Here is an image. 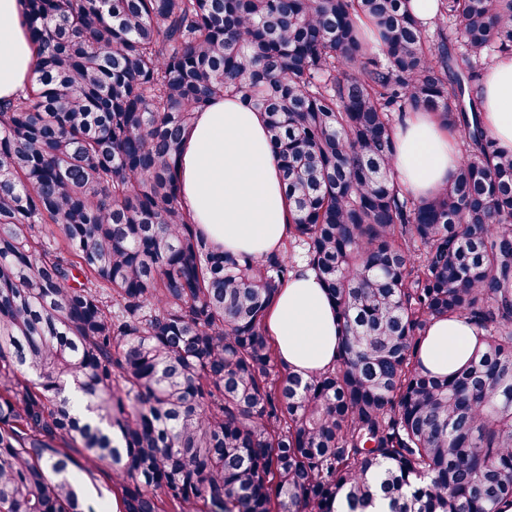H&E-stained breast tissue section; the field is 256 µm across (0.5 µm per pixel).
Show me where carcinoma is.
Listing matches in <instances>:
<instances>
[{"label":"carcinoma","instance_id":"carcinoma-1","mask_svg":"<svg viewBox=\"0 0 512 512\" xmlns=\"http://www.w3.org/2000/svg\"><path fill=\"white\" fill-rule=\"evenodd\" d=\"M30 83L0 103V512H498L512 502V151L478 87L512 0H26ZM226 93L265 112L288 245L211 241L176 181ZM460 138L448 183L402 191L397 123ZM300 252L343 322L304 379L266 316ZM480 344L426 371L431 324ZM75 467H73L74 474L85 491L88 502L94 508L98 509L100 505L105 502L112 512H119L120 505L118 499H112L109 491L110 480L102 474L101 471L92 469L88 471L84 468L83 456L74 453ZM102 494V497L100 496Z\"/></svg>","mask_w":512,"mask_h":512}]
</instances>
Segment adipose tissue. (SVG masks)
<instances>
[{"mask_svg":"<svg viewBox=\"0 0 512 512\" xmlns=\"http://www.w3.org/2000/svg\"><path fill=\"white\" fill-rule=\"evenodd\" d=\"M34 50L22 0H0V102L27 85ZM483 122L500 146L512 150V57L497 58L480 86ZM459 159L455 137L429 112L408 113L397 131L395 167L402 189L424 196L446 182ZM176 177L183 206L224 250L275 253L288 236V198L266 116L237 96L211 101L185 130ZM279 356L310 377L335 363L343 334L335 303L315 273L299 265L280 288L267 315ZM477 346L466 320L440 319L420 350L426 370L448 375Z\"/></svg>","mask_w":512,"mask_h":512,"instance_id":"ef3b65f1","label":"adipose tissue"}]
</instances>
